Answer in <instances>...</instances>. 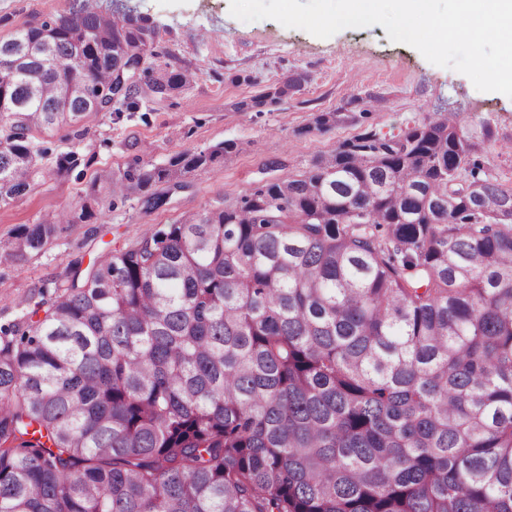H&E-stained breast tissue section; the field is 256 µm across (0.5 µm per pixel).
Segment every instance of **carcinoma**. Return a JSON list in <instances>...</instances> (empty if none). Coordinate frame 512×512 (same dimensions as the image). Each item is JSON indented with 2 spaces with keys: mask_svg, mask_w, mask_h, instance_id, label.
I'll list each match as a JSON object with an SVG mask.
<instances>
[{
  "mask_svg": "<svg viewBox=\"0 0 512 512\" xmlns=\"http://www.w3.org/2000/svg\"><path fill=\"white\" fill-rule=\"evenodd\" d=\"M156 37L82 2L0 40V202L40 175L33 132L184 90L145 66ZM68 80L91 101L60 105ZM235 148L107 173L11 255L109 200L161 209L152 185ZM476 154L457 115L366 130L70 264L43 317L0 331V512H512V183Z\"/></svg>",
  "mask_w": 512,
  "mask_h": 512,
  "instance_id": "carcinoma-1",
  "label": "carcinoma"
}]
</instances>
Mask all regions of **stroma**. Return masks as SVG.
Instances as JSON below:
<instances>
[{
  "mask_svg": "<svg viewBox=\"0 0 512 512\" xmlns=\"http://www.w3.org/2000/svg\"><path fill=\"white\" fill-rule=\"evenodd\" d=\"M104 9L129 8L156 27V57L190 72L186 90L139 111L89 114L81 137L68 129L35 133L46 151L33 190L0 203V328L23 321L42 293L63 290L71 261L90 262L105 250H124L181 215L217 200H233L261 183L298 175L316 157L367 129L399 134L432 112L463 117L466 137L492 174L512 182V98L478 91L464 74L428 62L415 48L391 42L384 27L347 28L321 39L272 19L243 22L230 0H90ZM74 0H0V38L51 18ZM298 90L262 109L252 97L286 77ZM323 112L346 118L325 129ZM227 140L230 160L189 173L169 203L143 212L136 202L116 204L91 220L60 224L49 245L14 260L7 242L15 229L63 211L79 212L102 171L124 172L135 161L165 163L183 150L199 151ZM72 152L76 167L60 177L54 155Z\"/></svg>",
  "mask_w": 512,
  "mask_h": 512,
  "instance_id": "obj_1",
  "label": "stroma"
}]
</instances>
